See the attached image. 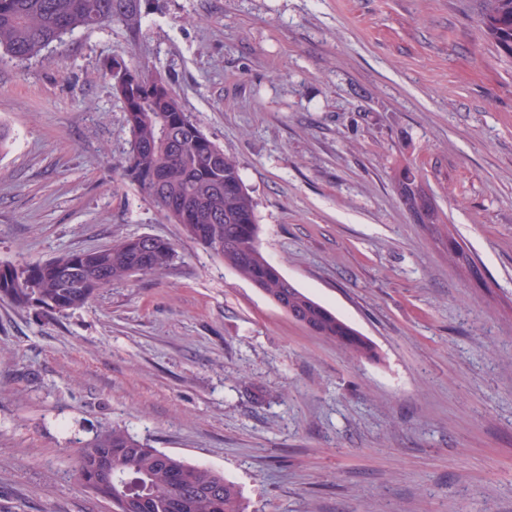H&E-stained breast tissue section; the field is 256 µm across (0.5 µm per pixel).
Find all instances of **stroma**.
Here are the masks:
<instances>
[{
	"mask_svg": "<svg viewBox=\"0 0 512 512\" xmlns=\"http://www.w3.org/2000/svg\"><path fill=\"white\" fill-rule=\"evenodd\" d=\"M139 34L0 56V266L149 235L163 274L47 316L0 300V512H109L78 448L120 425L247 512H512V58L476 0H143ZM161 73L240 164L262 252L367 336L348 356L124 177L106 74ZM411 169L442 214L414 223Z\"/></svg>",
	"mask_w": 512,
	"mask_h": 512,
	"instance_id": "35a3bbf8",
	"label": "stroma"
}]
</instances>
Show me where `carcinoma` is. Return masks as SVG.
<instances>
[{"instance_id":"carcinoma-1","label":"carcinoma","mask_w":512,"mask_h":512,"mask_svg":"<svg viewBox=\"0 0 512 512\" xmlns=\"http://www.w3.org/2000/svg\"><path fill=\"white\" fill-rule=\"evenodd\" d=\"M145 21L141 0H0V50L16 60L37 58L77 30L121 24L132 33ZM481 34L512 57V0H478ZM130 132L122 161L140 192L186 237L198 242L294 320L351 356L371 359L369 340L330 309L290 283L258 244L255 204L238 162L205 136L169 83L149 85L152 73L115 60L111 78ZM400 203L418 224L441 223L439 212L406 170ZM174 246L153 236L116 240L93 250L68 251L46 262L0 267V300L36 306L46 315L86 304L96 291L135 274L161 273ZM83 487L112 512H246L237 485L224 473L161 451L114 426L84 443L76 460Z\"/></svg>"}]
</instances>
